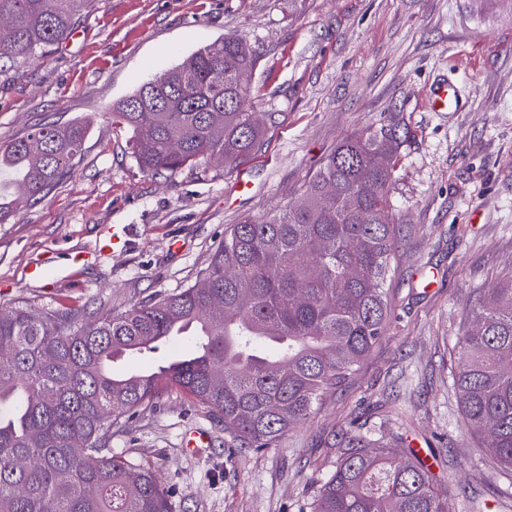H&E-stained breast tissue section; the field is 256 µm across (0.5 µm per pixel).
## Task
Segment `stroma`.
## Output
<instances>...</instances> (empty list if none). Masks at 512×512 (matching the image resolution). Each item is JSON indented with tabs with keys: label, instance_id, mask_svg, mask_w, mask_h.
<instances>
[{
	"label": "stroma",
	"instance_id": "stroma-1",
	"mask_svg": "<svg viewBox=\"0 0 512 512\" xmlns=\"http://www.w3.org/2000/svg\"><path fill=\"white\" fill-rule=\"evenodd\" d=\"M227 35L261 54L250 102L278 115L265 151L231 172L142 170L112 104ZM442 79L460 91L456 111L428 105ZM392 112L411 137L391 192L402 232L384 336L268 451L226 447L174 388L122 418L113 450L151 464L173 512H311L347 432L428 448L456 512H512V474L467 427L454 387L479 292L512 275V0H92L66 38L0 75V145L48 122L88 127L73 171L0 222L5 309L120 311L184 288L230 225L295 203L340 141ZM196 429L209 445L190 452Z\"/></svg>",
	"mask_w": 512,
	"mask_h": 512
}]
</instances>
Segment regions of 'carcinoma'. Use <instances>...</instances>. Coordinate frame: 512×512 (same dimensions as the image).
Masks as SVG:
<instances>
[{
  "label": "carcinoma",
  "mask_w": 512,
  "mask_h": 512,
  "mask_svg": "<svg viewBox=\"0 0 512 512\" xmlns=\"http://www.w3.org/2000/svg\"><path fill=\"white\" fill-rule=\"evenodd\" d=\"M90 0H0L8 70L66 37ZM260 56L225 36L112 107L154 175L212 159L232 171L265 145L275 114L248 112L236 73ZM86 128L47 123L0 146V187L39 202L69 174ZM409 130L399 113L342 141L300 199L224 231L208 265L176 292L122 311L0 312V512H173L150 465L109 447L112 426L175 387L237 448H274L357 372L389 321L385 281L399 227L390 205ZM387 158V166L379 157ZM460 338L454 386L463 417L512 472V277L489 288ZM193 333L196 353L168 369L116 376L104 362ZM313 512H455L448 490L405 448L348 433Z\"/></svg>",
  "instance_id": "carcinoma-1"
}]
</instances>
